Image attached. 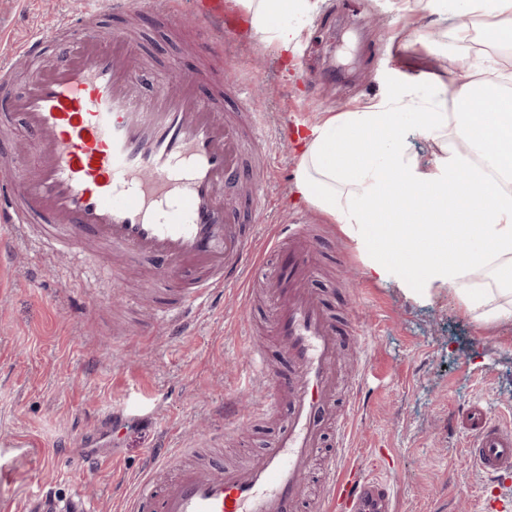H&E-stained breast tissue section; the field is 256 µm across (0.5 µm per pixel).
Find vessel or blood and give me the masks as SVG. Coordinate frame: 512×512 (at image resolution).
I'll return each instance as SVG.
<instances>
[{
    "label": "vessel or blood",
    "instance_id": "1",
    "mask_svg": "<svg viewBox=\"0 0 512 512\" xmlns=\"http://www.w3.org/2000/svg\"><path fill=\"white\" fill-rule=\"evenodd\" d=\"M137 0H89L84 17L66 19L70 38L56 60L10 102L40 136L36 163L17 185L0 186V260L10 258L14 233L40 228L38 245L51 254H72L76 236L88 234L125 260L154 262L159 281L195 278L181 303L162 307L157 323L178 330L181 311L208 305L227 288H246L254 263L273 254L265 288L272 303L271 330L285 345L290 370L278 392L268 393L242 416L226 402L234 425L268 419L280 402L288 422L262 458L239 468L174 467L158 484L142 479L126 512H296L305 494L304 474L325 442L336 380L339 330L321 297L308 288L318 262L316 246L301 225H275L266 236L246 233L237 211L224 204V185L243 175L242 130L218 120L210 98L197 94L196 75L166 78L143 96L137 58L117 31L104 42L89 20L104 12L138 10ZM245 25L223 0H200L198 44L219 57L223 38ZM56 33L19 39L16 51L40 54ZM467 455L484 474L512 471V429L478 403L462 411ZM324 512H386V483L328 468Z\"/></svg>",
    "mask_w": 512,
    "mask_h": 512
}]
</instances>
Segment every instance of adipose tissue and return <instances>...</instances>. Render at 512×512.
<instances>
[{"mask_svg": "<svg viewBox=\"0 0 512 512\" xmlns=\"http://www.w3.org/2000/svg\"><path fill=\"white\" fill-rule=\"evenodd\" d=\"M254 35L296 50L318 0H236ZM475 27L454 28L468 82L429 106L412 88L296 128L294 190L355 241L372 275L414 298L452 293L486 326L512 321V88L487 81L475 45L512 53V0H430ZM423 132L432 160L411 152L404 124Z\"/></svg>", "mask_w": 512, "mask_h": 512, "instance_id": "adipose-tissue-1", "label": "adipose tissue"}]
</instances>
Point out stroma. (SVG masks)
Segmentation results:
<instances>
[{
  "mask_svg": "<svg viewBox=\"0 0 512 512\" xmlns=\"http://www.w3.org/2000/svg\"><path fill=\"white\" fill-rule=\"evenodd\" d=\"M82 0H0V27L21 36L77 14ZM197 0H181L170 22L103 14V37L133 32L140 87L153 94L163 75L204 69L191 40ZM458 14L423 7L400 10L396 0H321L296 55L245 32L232 55L250 83L268 143L284 140L273 178L257 175L274 205L268 225L295 223L306 214L322 232L323 275L310 287L340 326L339 409H352L342 457L364 475L387 481L394 512H512V473L497 478L476 470L458 406L477 401L512 419V322L485 327L448 292L428 300L407 297L396 284L372 278L355 244L292 193L298 163L296 123H314L410 85L419 99H447L444 81H419L420 72H452L433 31L458 26ZM12 36V38H13ZM12 38L0 42L11 51ZM0 94V165L29 163L36 136ZM81 265L17 241L0 264V463L15 467L0 501L19 512H41L47 499L83 490L96 512H124L136 483L155 460H176L194 448L229 465L242 454L259 457L275 423L257 420L229 433L224 402L246 408L268 394L245 385L255 343L276 375L288 372L285 347L267 333L269 307L245 302L237 289L195 310L180 335L153 322L168 295L154 291L149 265L101 277L113 264L110 247L85 236ZM147 419L113 422L122 403Z\"/></svg>",
  "mask_w": 512,
  "mask_h": 512,
  "instance_id": "obj_1",
  "label": "stroma"
}]
</instances>
